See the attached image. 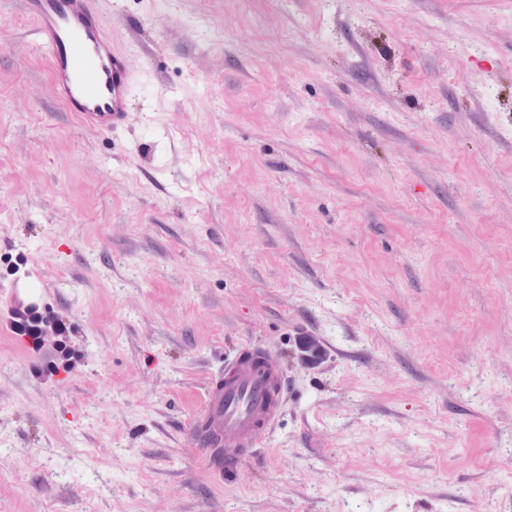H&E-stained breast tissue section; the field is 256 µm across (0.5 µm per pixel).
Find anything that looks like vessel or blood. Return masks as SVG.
Listing matches in <instances>:
<instances>
[{"label": "vessel or blood", "instance_id": "b4317fda", "mask_svg": "<svg viewBox=\"0 0 512 512\" xmlns=\"http://www.w3.org/2000/svg\"><path fill=\"white\" fill-rule=\"evenodd\" d=\"M46 53L51 89L84 128L112 133L132 110L129 50L112 40L97 0H23ZM288 397L278 357L242 348L226 357L187 431L215 474L233 475L262 445Z\"/></svg>", "mask_w": 512, "mask_h": 512}]
</instances>
